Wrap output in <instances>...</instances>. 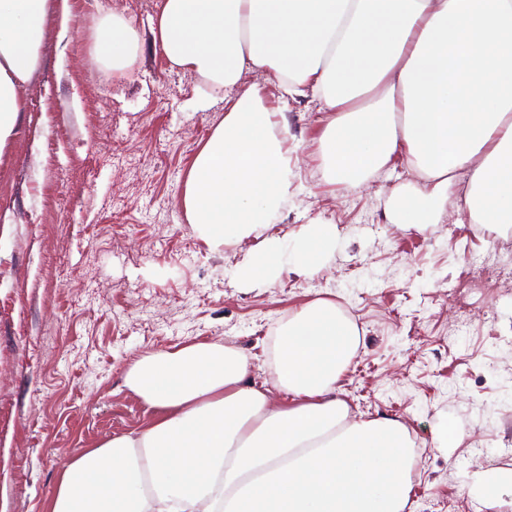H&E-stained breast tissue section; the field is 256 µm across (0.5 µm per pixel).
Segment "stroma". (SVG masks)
Returning a JSON list of instances; mask_svg holds the SVG:
<instances>
[{
    "label": "stroma",
    "instance_id": "35a3bbf8",
    "mask_svg": "<svg viewBox=\"0 0 512 512\" xmlns=\"http://www.w3.org/2000/svg\"><path fill=\"white\" fill-rule=\"evenodd\" d=\"M158 0H126L144 36L135 74L92 72L78 25L108 0H69L74 25L48 21L42 66L0 161V512H46L69 458L155 416L124 384L138 358L234 340L267 378L273 329L319 297L353 310L363 345L340 380L353 419L401 421L427 444L417 496L457 512H512V268L502 251L480 294L459 287L490 237L473 233L459 173L426 230L390 223L417 184L403 156L360 184H330L316 158L317 104L288 105L296 190L270 235L293 247L308 224L336 243L315 275L246 285L259 239L208 252L179 199L187 169L224 116V93L170 66L147 34ZM462 441L442 445L447 431Z\"/></svg>",
    "mask_w": 512,
    "mask_h": 512
}]
</instances>
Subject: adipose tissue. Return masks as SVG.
I'll return each mask as SVG.
<instances>
[{
    "mask_svg": "<svg viewBox=\"0 0 512 512\" xmlns=\"http://www.w3.org/2000/svg\"><path fill=\"white\" fill-rule=\"evenodd\" d=\"M72 23L68 0H0V154L40 68L45 23ZM172 66L224 92V116L200 147L181 206L210 251L276 223L293 196L282 97L321 103L318 158L328 177L362 182L405 154L430 189L397 196L392 223H436L467 170L471 222L512 225V0H160L150 30ZM143 37L122 14L98 22L97 58L130 78ZM336 229L303 228L290 255L263 239L241 270L255 287L291 266L320 270ZM361 346L334 301L293 310L279 330L271 384L218 342L134 362L126 386L157 418L75 454L49 512H404L416 453L404 424L355 421L339 390ZM286 406L270 403L272 391Z\"/></svg>",
    "mask_w": 512,
    "mask_h": 512,
    "instance_id": "obj_1",
    "label": "adipose tissue"
}]
</instances>
